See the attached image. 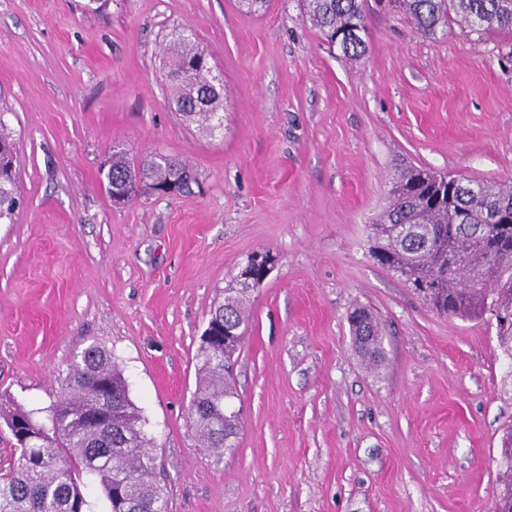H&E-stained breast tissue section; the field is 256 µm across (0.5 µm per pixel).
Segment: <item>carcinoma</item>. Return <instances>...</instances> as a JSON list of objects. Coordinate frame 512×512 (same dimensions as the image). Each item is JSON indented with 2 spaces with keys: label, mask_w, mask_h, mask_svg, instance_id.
<instances>
[{
  "label": "carcinoma",
  "mask_w": 512,
  "mask_h": 512,
  "mask_svg": "<svg viewBox=\"0 0 512 512\" xmlns=\"http://www.w3.org/2000/svg\"><path fill=\"white\" fill-rule=\"evenodd\" d=\"M309 22L347 59L365 54L364 17L360 0H300ZM424 36L436 34L451 19L479 33L512 29V0H394ZM206 51L189 36L175 37L167 62V79L175 110L188 124L208 130L222 123L223 89L201 98L211 81ZM18 142L0 120V222L12 221L20 205L15 179ZM104 178L112 202L126 185L141 182L160 193L183 194L198 184L185 162L155 152L134 164L122 151L104 162ZM389 204L370 225L371 256L404 277L440 314L483 317L494 308L498 348L512 359V223L499 227L492 218L512 213V186L444 177L432 170L405 166L391 181ZM239 287L224 289L211 318L229 327L246 320L245 303L229 300ZM350 323L359 353L373 365L381 359L382 332L373 313L351 312ZM242 341L228 336L224 344L199 345V386L192 400V422L201 444L214 452L236 447L240 416L224 414V402L235 397L230 385L232 359ZM64 392L46 417L12 400L0 401L18 454L16 465L0 473V512H89L84 489L97 482L108 512H168L166 487L157 479L153 440L142 428L128 384L112 357L90 345L74 358L62 379ZM493 490L495 505L512 506V426L502 437Z\"/></svg>",
  "instance_id": "cac0c4a2"
}]
</instances>
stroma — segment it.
I'll list each match as a JSON object with an SVG mask.
<instances>
[{
	"label": "stroma",
	"mask_w": 512,
	"mask_h": 512,
	"mask_svg": "<svg viewBox=\"0 0 512 512\" xmlns=\"http://www.w3.org/2000/svg\"><path fill=\"white\" fill-rule=\"evenodd\" d=\"M367 52L344 58L299 0H0L1 116L20 143L25 205L0 223V396L50 406L97 344L123 371L156 445L169 512H493L512 388L486 320L433 312L369 254L397 165L512 185V30L448 22L433 37L364 0ZM188 28L224 82L214 135L165 84ZM115 149L199 173L191 194L113 206ZM277 262L251 293L234 360L236 448L191 422L195 355L247 258ZM379 319L371 366L348 315Z\"/></svg>",
	"instance_id": "stroma-1"
}]
</instances>
